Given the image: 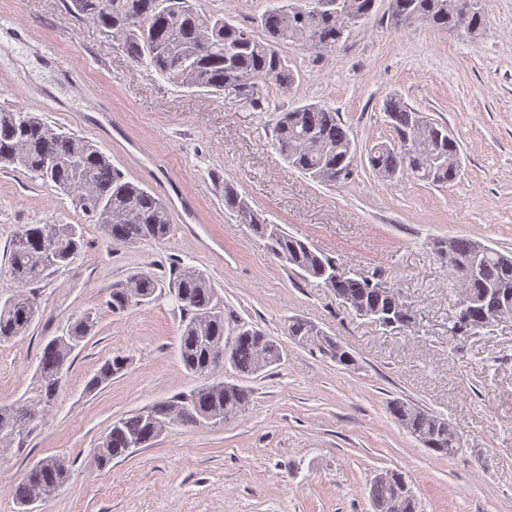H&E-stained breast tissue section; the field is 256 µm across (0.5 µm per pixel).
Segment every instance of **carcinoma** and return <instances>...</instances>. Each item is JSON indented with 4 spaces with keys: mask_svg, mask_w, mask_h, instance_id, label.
Masks as SVG:
<instances>
[{
    "mask_svg": "<svg viewBox=\"0 0 512 512\" xmlns=\"http://www.w3.org/2000/svg\"><path fill=\"white\" fill-rule=\"evenodd\" d=\"M375 3L350 0L345 23L317 9L318 0H305L303 10L296 4L275 7L262 16L261 35L234 26L219 14L201 11L198 0H70L69 11L80 20L112 30L132 61L148 60L161 76L209 94L231 87L262 110L269 89L288 94L297 82L283 46H303L317 54L333 52L372 13ZM390 8V24L397 30L422 23L453 33L464 28L476 33L488 20L486 0H473L472 9L461 21L448 17L441 0H391ZM384 112L395 138L368 152L369 166L377 176L393 180L409 175L433 186L451 183L459 176V169L435 164L436 157L459 152L447 127L426 119L398 96L385 100ZM274 132L288 162L313 180L334 185L352 176L354 140L338 112L327 105L307 103L282 111ZM9 166L27 170L68 196L86 220L102 225L114 245L162 240L170 233V210L161 198L128 179L95 144L51 127L32 112L0 111V168ZM224 207L241 223L251 225L284 264L322 280L337 296L366 307L382 325H403L401 312L386 291L369 278L336 276L332 259L269 222L228 182L224 183ZM474 243L468 237L452 236L440 240L435 248L439 258L448 263L462 294L469 298L465 316L473 326L502 305H512V255L491 247L479 255ZM82 245L80 224H25L14 235L9 267L16 292L0 305V344L27 334L38 314L30 286L69 265ZM159 288H175L184 295L180 358L186 371L204 383L187 395L153 403L113 421L95 448L101 468L152 444L173 422L197 427L236 419L248 409L252 391L234 382L210 380L214 371L246 376L281 362L278 343L244 322L232 338L226 362L216 363L224 353V298L197 269H184L166 284L151 272L136 273L127 284L112 287V311L144 305ZM94 327L92 313L86 312L62 335L44 343L35 396L18 406L0 405V457L14 447H26L32 432L54 410L71 356ZM313 328L311 322L294 318L288 335L340 366L356 365L352 353ZM127 364L122 356L106 360L87 389L99 388ZM389 411L410 433L427 436L424 446L433 455L451 458L463 451L459 444L448 441L445 419L399 399L390 403ZM70 476L71 465L64 456H47L34 463L10 489L18 512H32V505L48 501ZM403 480L396 472L391 480L371 481V501L386 504L403 495V512H419L412 490H403Z\"/></svg>",
    "mask_w": 512,
    "mask_h": 512,
    "instance_id": "obj_1",
    "label": "carcinoma"
}]
</instances>
